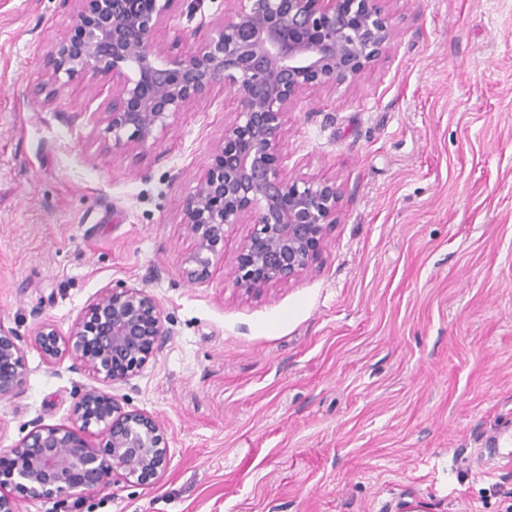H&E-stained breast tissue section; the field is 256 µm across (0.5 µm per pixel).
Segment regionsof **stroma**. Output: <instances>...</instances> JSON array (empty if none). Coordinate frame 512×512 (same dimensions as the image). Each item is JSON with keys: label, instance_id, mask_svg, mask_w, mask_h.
<instances>
[{"label": "stroma", "instance_id": "1", "mask_svg": "<svg viewBox=\"0 0 512 512\" xmlns=\"http://www.w3.org/2000/svg\"><path fill=\"white\" fill-rule=\"evenodd\" d=\"M392 49L349 86L301 99L285 173L337 179L342 216L308 276L258 297L229 277L249 231L190 283L183 201L234 118L229 88L190 103L139 162L91 138L71 99L31 89L61 0H0V327L68 331L101 289L156 295L168 340L126 409L164 425L168 468L74 512H506L512 465H477L512 435V0H386ZM177 8L171 53L222 16ZM0 400V455L33 422L69 424L95 385L27 349Z\"/></svg>", "mask_w": 512, "mask_h": 512}]
</instances>
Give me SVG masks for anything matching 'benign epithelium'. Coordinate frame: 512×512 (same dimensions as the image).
Instances as JSON below:
<instances>
[{"instance_id":"obj_1","label":"benign epithelium","mask_w":512,"mask_h":512,"mask_svg":"<svg viewBox=\"0 0 512 512\" xmlns=\"http://www.w3.org/2000/svg\"><path fill=\"white\" fill-rule=\"evenodd\" d=\"M194 14L202 0H62L69 23L49 41L35 96L49 105L65 89L97 79L110 86L100 110L76 104L112 148L132 153L155 144L192 102L218 84L236 99L234 119L213 146L211 163L183 204L194 238L184 260L191 283L206 279L225 228L248 224L230 265L246 296L287 285L312 271L338 223L342 184L293 179L278 162L288 138V111L306 94L350 85L394 43L395 17L380 0H230L195 49L160 63L175 4ZM133 74H128V70ZM169 331L160 300L142 287L105 288L78 313L67 333L49 321L29 343L53 366L67 357L110 387L128 383L161 349ZM25 349L0 327V399L23 392ZM101 427L104 445L91 425ZM0 471V512H18L9 488L28 499L73 500L119 483L159 478L169 458L161 421L127 410L112 393L81 391L69 425L37 424Z\"/></svg>"}]
</instances>
